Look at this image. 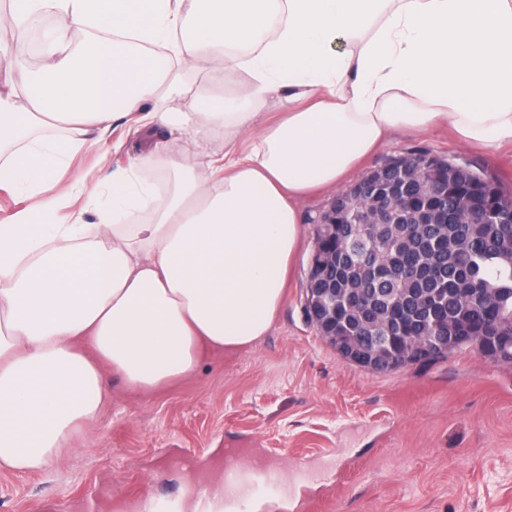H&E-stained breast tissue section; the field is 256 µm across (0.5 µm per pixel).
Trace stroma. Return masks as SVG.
<instances>
[{"mask_svg":"<svg viewBox=\"0 0 512 512\" xmlns=\"http://www.w3.org/2000/svg\"><path fill=\"white\" fill-rule=\"evenodd\" d=\"M185 97L239 96L241 71L213 80L182 74ZM224 152V132L173 137L117 124L108 153L91 146L71 172L126 167L157 145ZM444 155L512 196V144L461 145L448 126L397 133L351 170L344 185L412 152ZM335 190L302 206L301 238L284 303L248 349L205 356L196 373L152 392L110 378V397L63 458L35 474L0 472V512H141L170 502L193 512L199 479L222 482L224 455L277 473L242 512H512V365L466 349L445 359L375 372L343 360L307 321L304 289L319 213Z\"/></svg>","mask_w":512,"mask_h":512,"instance_id":"1","label":"stroma"}]
</instances>
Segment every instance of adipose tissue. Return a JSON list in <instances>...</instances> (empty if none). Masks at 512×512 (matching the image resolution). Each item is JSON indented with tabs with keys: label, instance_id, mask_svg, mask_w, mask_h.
Returning <instances> with one entry per match:
<instances>
[{
	"label": "adipose tissue",
	"instance_id": "ef3b65f1",
	"mask_svg": "<svg viewBox=\"0 0 512 512\" xmlns=\"http://www.w3.org/2000/svg\"><path fill=\"white\" fill-rule=\"evenodd\" d=\"M42 14L38 70L0 45V187L23 202L0 224V471L59 461L107 375L149 392L264 336L300 202L389 134L445 124L465 145L512 142V0H14L10 22L22 36ZM178 66L242 69L250 90L171 112L160 92L182 94ZM118 112L173 135L223 129L224 153L158 148L108 183L69 174ZM49 119L66 136L38 135ZM104 193L86 223L77 200Z\"/></svg>",
	"mask_w": 512,
	"mask_h": 512
}]
</instances>
